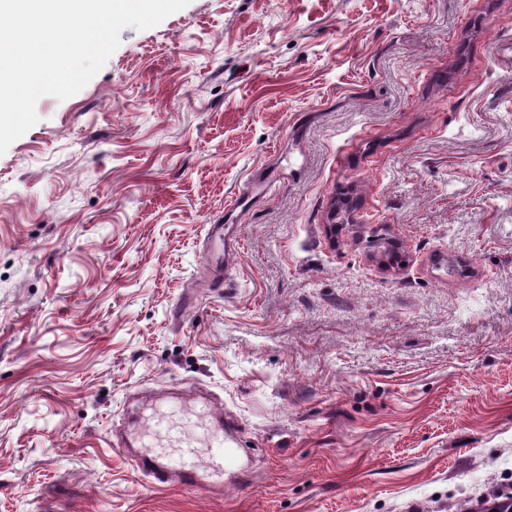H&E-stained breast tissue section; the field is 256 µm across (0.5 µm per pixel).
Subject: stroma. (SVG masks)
Returning <instances> with one entry per match:
<instances>
[{"instance_id": "obj_1", "label": "stroma", "mask_w": 512, "mask_h": 512, "mask_svg": "<svg viewBox=\"0 0 512 512\" xmlns=\"http://www.w3.org/2000/svg\"><path fill=\"white\" fill-rule=\"evenodd\" d=\"M120 39L0 155V512L512 494V0H190ZM203 400L253 475L151 487L117 442ZM277 179L273 178L271 174L264 178H251L249 180L248 192L239 196L230 208L226 209L224 213V221L221 217L215 221L214 224H207V240L209 242V249L206 252V258L210 261L212 249L221 247L224 250V224H234L235 213L237 216H243L245 209L248 207L255 195L267 193L273 189Z\"/></svg>"}]
</instances>
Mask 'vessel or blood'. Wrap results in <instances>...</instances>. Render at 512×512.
I'll return each instance as SVG.
<instances>
[{
  "mask_svg": "<svg viewBox=\"0 0 512 512\" xmlns=\"http://www.w3.org/2000/svg\"><path fill=\"white\" fill-rule=\"evenodd\" d=\"M275 184V178L269 175L250 179L247 193L226 210L223 220L208 226L210 247L223 246L225 225L233 223L235 216L244 215L253 197L271 191ZM182 415L178 424L156 416L150 431L132 433L127 438L128 454L151 486L200 488L217 495L224 491L225 463H232L234 476L244 477L251 472L252 463H240L239 450L232 437L225 435L221 417H212L210 424L204 425L197 408H183Z\"/></svg>",
  "mask_w": 512,
  "mask_h": 512,
  "instance_id": "vessel-or-blood-1",
  "label": "vessel or blood"
}]
</instances>
